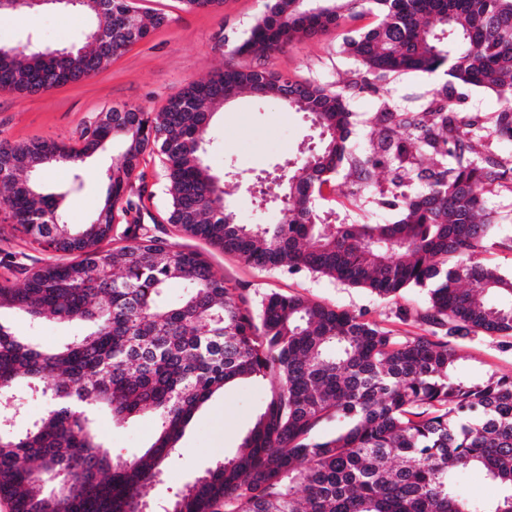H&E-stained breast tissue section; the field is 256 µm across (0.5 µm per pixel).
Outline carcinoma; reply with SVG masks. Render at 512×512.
Listing matches in <instances>:
<instances>
[{"label": "carcinoma", "instance_id": "1", "mask_svg": "<svg viewBox=\"0 0 512 512\" xmlns=\"http://www.w3.org/2000/svg\"><path fill=\"white\" fill-rule=\"evenodd\" d=\"M369 4L376 21L348 35L352 75L326 88L259 66H227L192 82L159 112L110 110L72 144L0 139V223L49 253H75L28 270L23 286L0 280V310L85 328L54 350L26 342L0 322V399L21 378L40 387L45 416L19 431L0 425V498L12 512H148L156 481L199 407L227 385L273 377L276 385L240 447L184 485L165 512H512V377L481 383L454 376L448 338L512 335V275L476 257L499 222L485 198L512 174V155L479 153L470 117L429 100L402 112L386 96L375 137L348 146V99L372 80L414 71L493 91L501 102L490 133L512 141V0H268L234 55H264L296 38L340 26ZM96 19L89 46L56 53L0 46V89L35 95L78 82L166 24L134 0H83ZM243 92L288 95L322 136L297 166L268 174L286 182L282 224H238L228 184L204 164L214 111ZM121 158L105 173V198L88 224L63 220L59 199L36 174L76 166L107 141ZM159 152L171 208L167 222L259 268L304 270L396 297L427 290L417 318L429 335L397 336L325 303L271 293L255 299L217 275L203 254L179 248L143 224L152 191L135 175ZM387 167L388 187L373 180ZM348 169L372 187L357 208L388 207L390 224H324L319 205ZM138 181H133V177ZM118 244L104 250L116 213ZM175 282L189 291L166 297ZM116 420L149 413V449L112 457L91 429L88 406ZM337 421L345 429L321 435ZM481 469L501 494L463 499L457 473ZM58 487L43 490L46 475Z\"/></svg>", "mask_w": 512, "mask_h": 512}]
</instances>
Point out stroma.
Returning a JSON list of instances; mask_svg holds the SVG:
<instances>
[{
	"label": "stroma",
	"instance_id": "35a3bbf8",
	"mask_svg": "<svg viewBox=\"0 0 512 512\" xmlns=\"http://www.w3.org/2000/svg\"><path fill=\"white\" fill-rule=\"evenodd\" d=\"M267 0H224L214 10L189 11L181 0H137L145 15L165 14L167 23L116 56L111 65L81 81L69 83L38 95L0 89V139L16 144L51 139L73 142L83 128L102 112L138 106L161 111L169 98L191 82L210 78L226 64H259L268 71L332 86L350 76L354 61L341 53L346 35L371 27L370 14L346 16L340 27L304 36L282 51L259 58L233 56L217 48V37L229 44L246 37L264 14ZM91 24L79 10L47 0L31 10L0 15V46L24 49L28 43L48 50L82 42ZM387 92L400 109L417 111L423 101L440 96L442 84L422 73H403L377 80L375 89L357 92L348 101L354 114L351 142L362 146L369 137L378 91ZM454 107L469 115L478 126L498 108L494 92L464 83L451 90ZM210 143L205 162L216 175L235 174L237 185L226 198L240 224H278L283 220L280 203L262 197L256 177L261 171L299 158L301 151L318 146L319 132L306 113L273 100L244 93L217 109L209 130ZM123 150L121 141L107 143L103 150L82 165L84 183L72 189L73 169L55 165L42 170L38 180L44 193L61 194L60 206L67 223L85 224L98 209L105 189L104 175ZM153 196L146 203L144 222L158 225L171 242L203 252L214 271L230 284L246 289L254 297L270 292L296 295L363 316L400 336H415L425 327L413 318L427 301L421 288L406 290L395 299H383L364 288H353L305 271L263 270L197 239L184 236L168 224L170 199L165 188L163 165L154 153L145 154L139 166ZM489 208L503 221L480 256L482 263L512 274V191L490 195ZM0 320L13 325L30 343L54 349L82 332L80 326L53 320H32L15 312H0ZM460 358L457 376L471 381L512 376V337L472 336L453 342ZM270 381L241 380L216 393L203 404L185 428L173 461L161 479L144 490L154 506H162L177 489L203 474L224 456L234 452L263 407ZM95 429L112 454L126 458L140 455L152 442L156 422L141 414L122 421L113 420L105 410L95 413Z\"/></svg>",
	"mask_w": 512,
	"mask_h": 512
}]
</instances>
